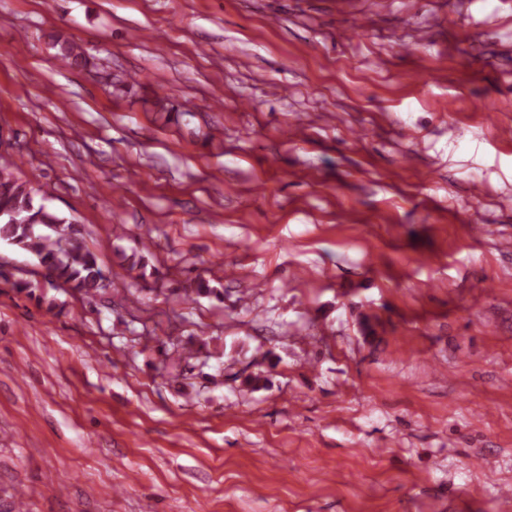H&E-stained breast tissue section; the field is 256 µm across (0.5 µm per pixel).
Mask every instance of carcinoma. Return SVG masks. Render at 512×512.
I'll return each mask as SVG.
<instances>
[{
  "label": "carcinoma",
  "instance_id": "obj_1",
  "mask_svg": "<svg viewBox=\"0 0 512 512\" xmlns=\"http://www.w3.org/2000/svg\"><path fill=\"white\" fill-rule=\"evenodd\" d=\"M59 59L65 66L86 61L83 48L60 43ZM16 163H0V238L34 254L51 281L60 282L80 299H92L112 287L75 225L45 205H37V190L14 174Z\"/></svg>",
  "mask_w": 512,
  "mask_h": 512
}]
</instances>
